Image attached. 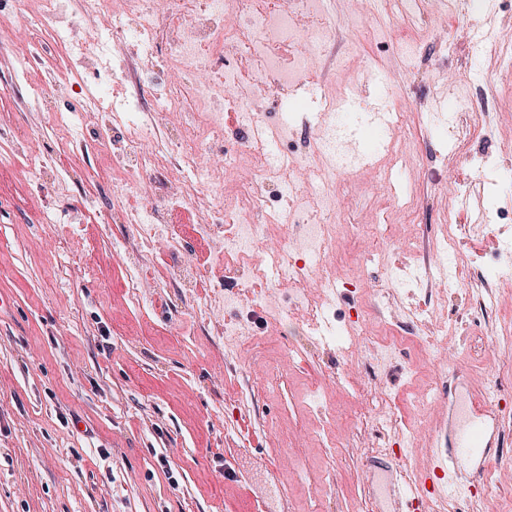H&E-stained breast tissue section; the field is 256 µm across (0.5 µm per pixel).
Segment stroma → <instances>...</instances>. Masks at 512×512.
Here are the masks:
<instances>
[{
	"instance_id": "35a3bbf8",
	"label": "stroma",
	"mask_w": 512,
	"mask_h": 512,
	"mask_svg": "<svg viewBox=\"0 0 512 512\" xmlns=\"http://www.w3.org/2000/svg\"><path fill=\"white\" fill-rule=\"evenodd\" d=\"M373 44L364 27H337L349 50L314 85L336 101V120L371 142L374 113L403 112L414 150L395 142L368 166L336 179V237L341 292L331 307L352 336L386 335L372 304L386 266L413 263L417 240L442 238L452 224H485L460 243L457 260L475 266L494 255L512 225V182L489 192L470 164L452 155L450 136L462 104L489 106V133L471 136L474 154L499 156L512 168V57L490 49V33L512 27V0H482L468 21L439 27L421 17L405 23L381 18ZM417 45L412 61L395 51ZM49 68L22 72L20 101L0 93V153H11L16 128L38 126L26 159L0 170V512H359L368 460L344 442L363 404L359 390L338 385L347 356L329 342H308L286 323L266 328L258 357L225 361L224 343L184 290L165 278L179 263L165 242L143 256L138 281L125 258L131 227L112 219L113 190L97 171L112 156L96 150L82 172L71 168V145L39 104ZM72 181V216L47 223L58 207L57 186L44 181L29 158ZM413 190L422 206L410 231L397 198ZM186 248L201 257V278L215 291L224 268L198 215L184 205L165 215ZM383 224L388 248L380 263L361 258L358 226ZM434 304L446 321L457 364L438 379L439 411L414 408L418 388L409 366L424 347L397 352L384 381L404 408L412 453L407 469L426 458L420 435L450 420L463 388L495 390L512 402V370L491 369L492 354L475 355L454 328L468 314V288L440 290ZM322 387L323 401L342 414L331 427L311 407L306 388ZM251 388L249 409L234 400ZM234 479H225V471Z\"/></svg>"
}]
</instances>
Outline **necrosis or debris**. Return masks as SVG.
Masks as SVG:
<instances>
[{
  "label": "necrosis or debris",
  "mask_w": 512,
  "mask_h": 512,
  "mask_svg": "<svg viewBox=\"0 0 512 512\" xmlns=\"http://www.w3.org/2000/svg\"><path fill=\"white\" fill-rule=\"evenodd\" d=\"M13 27L28 46L31 63H43L44 32L66 28L70 0H12ZM77 17L109 20L110 30L94 43L72 48L65 68L51 73L41 94L54 103L52 83H80L95 71L97 52H112V72L104 87L126 85L121 102L127 116L122 137L102 130L100 145L112 148V189L121 201L115 218L133 225L141 246L167 239L182 251L164 222L167 207L192 204L201 213L199 230L217 235L224 264V288L202 299L201 309L224 339L228 357L257 355L266 338L251 325L261 317L274 326L297 314L309 326L329 325L327 294L336 292V225L327 221L334 203L330 188L337 172L355 169L344 145L345 130L274 121L287 107L288 91L315 81L330 65L333 22L330 0H77ZM143 44L150 63L127 55ZM237 117L239 129L253 134L248 172L234 175L223 145L221 112ZM146 176L149 192L136 205L123 204L129 176ZM226 225L217 233L218 225ZM482 225L460 224L439 242L417 244L407 270L388 268V287L373 293L375 307L391 326L409 325L431 347L425 369L449 370L454 362L445 343L446 326L437 319L429 291L434 276L469 283V301L495 316L500 279L511 271L504 239L498 257L475 268L453 262L460 239L481 233ZM338 346L351 357L350 382L374 386L352 435L356 454L369 445H401L403 412L378 381L389 354L405 344L397 334L374 340L337 333Z\"/></svg>",
  "instance_id": "necrosis-or-debris-1"
}]
</instances>
